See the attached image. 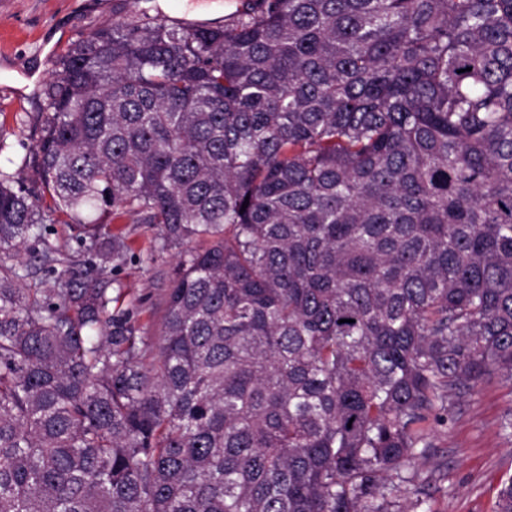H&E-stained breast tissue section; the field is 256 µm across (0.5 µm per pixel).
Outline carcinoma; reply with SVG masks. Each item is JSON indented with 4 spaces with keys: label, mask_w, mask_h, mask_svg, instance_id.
Here are the masks:
<instances>
[{
    "label": "carcinoma",
    "mask_w": 512,
    "mask_h": 512,
    "mask_svg": "<svg viewBox=\"0 0 512 512\" xmlns=\"http://www.w3.org/2000/svg\"><path fill=\"white\" fill-rule=\"evenodd\" d=\"M45 96L39 193L0 173V512H431L429 423L512 386V0L144 12ZM128 217L177 250L150 349L46 230L119 265Z\"/></svg>",
    "instance_id": "cac0c4a2"
}]
</instances>
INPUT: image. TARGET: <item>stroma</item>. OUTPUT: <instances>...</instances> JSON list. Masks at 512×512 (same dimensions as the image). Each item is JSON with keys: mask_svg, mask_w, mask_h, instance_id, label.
I'll use <instances>...</instances> for the list:
<instances>
[{"mask_svg": "<svg viewBox=\"0 0 512 512\" xmlns=\"http://www.w3.org/2000/svg\"><path fill=\"white\" fill-rule=\"evenodd\" d=\"M144 12L179 17L183 7L180 0H0V171L30 185L24 161L39 137L43 88L58 57L90 32ZM120 228L128 255L106 275L120 288L119 305L138 335L152 344L176 260H151L156 225L125 220ZM511 418L512 386L498 376L486 379L477 394L454 398L447 424L431 428L432 448L417 479L432 512H493L497 488L512 476V442L503 431Z\"/></svg>", "mask_w": 512, "mask_h": 512, "instance_id": "1", "label": "stroma"}]
</instances>
